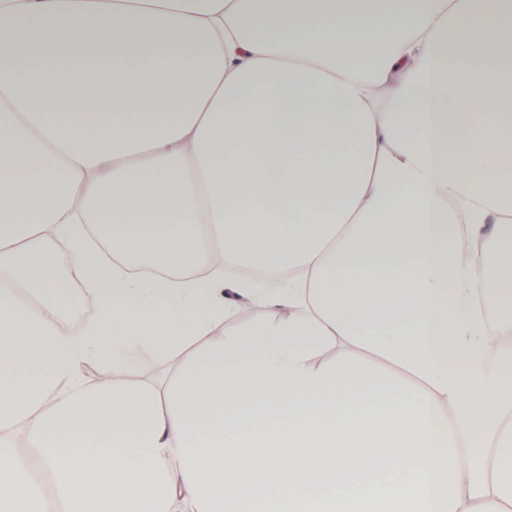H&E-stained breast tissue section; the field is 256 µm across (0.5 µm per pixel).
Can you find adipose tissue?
<instances>
[{"mask_svg":"<svg viewBox=\"0 0 512 512\" xmlns=\"http://www.w3.org/2000/svg\"><path fill=\"white\" fill-rule=\"evenodd\" d=\"M369 2L0 0V512H512V0ZM72 299L76 307L79 308L81 314V320L70 327V331H76L84 322L93 318L97 314L95 307L98 302L95 296L86 290L82 284L78 287L74 283L72 285ZM139 353H148L151 355V367L145 374L134 371L135 359ZM122 366L125 376L126 374L131 375L129 380L143 382L152 381L162 376L167 368V361L164 354L159 349L151 345H140L125 352Z\"/></svg>","mask_w":512,"mask_h":512,"instance_id":"1","label":"adipose tissue"}]
</instances>
